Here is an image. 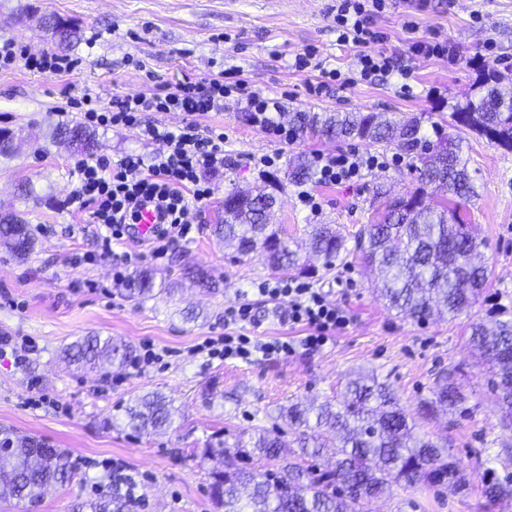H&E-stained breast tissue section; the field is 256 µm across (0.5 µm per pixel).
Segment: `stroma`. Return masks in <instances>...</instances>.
Returning <instances> with one entry per match:
<instances>
[{
  "instance_id": "35a3bbf8",
  "label": "stroma",
  "mask_w": 512,
  "mask_h": 512,
  "mask_svg": "<svg viewBox=\"0 0 512 512\" xmlns=\"http://www.w3.org/2000/svg\"><path fill=\"white\" fill-rule=\"evenodd\" d=\"M330 0H0V40L14 38L31 53L54 50L41 19L54 13L77 26L79 38L65 55L79 59L71 74L38 73L17 67L0 71V130L13 134L19 149L0 157V213L15 212L29 225L35 247L27 259L0 242V336H25L35 346L24 362L0 357V437L33 436L67 452L77 469L69 483L50 490L37 504L0 496V512H84L112 482L114 472L132 474L138 500L133 512H216L209 494L210 464L189 458L190 449L221 436L227 443L247 437L291 402L339 399L346 382L370 373L389 385L401 406L414 410L430 397L437 375L463 365L469 417L438 414L423 422L433 437L446 438L461 461L470 492L394 490L375 501L371 512H483L481 490L490 469L500 468L512 449L486 365L465 343L464 330L500 307L512 311V152L468 135L463 157L474 190L467 202L478 238L487 246L479 260L491 276L478 303L456 319L417 322L390 310L380 299L369 270L356 259L309 283L341 308L348 321L322 347L304 345L305 326L288 321L287 308L259 295L260 283H275L262 252L241 257L213 235L224 212V192L257 191L263 179L254 165L280 153L269 173L286 183L270 216L289 236L303 237L308 225L332 224L353 234L371 217L372 189L384 183L414 188L415 179L397 150L380 144L305 137L278 146L253 126L234 100L219 112L197 115V123L224 134L223 171L209 174L214 187L198 232L176 243L165 262L140 256V244L113 245L111 257L97 256V227L67 200L74 188L73 162L81 153L51 142L48 131L79 119L64 94L68 86L101 101L124 94L152 97L187 76H214L238 68L244 80L265 93H287L289 111L403 112L422 119L423 133L447 118L450 104L463 99L478 78L476 64L512 67V0H389L376 19L387 34L383 51L404 56L414 38L454 44L461 58L411 60L409 78L353 82L335 96L308 95L309 73L295 70L294 56L316 47L330 67L351 73L357 49L336 40ZM96 157L118 160L159 152L132 130L97 129ZM357 149L377 157L357 182L305 187L288 183L289 167L315 153ZM33 194L25 196L21 185ZM320 203L304 208L299 190ZM132 270L152 273L157 293L138 304L125 296V281L114 274L124 254ZM207 270L216 285L200 288L182 276L183 266ZM248 304L255 321L243 327L251 340L288 342L290 353L248 361L195 354L206 337L224 332V309ZM83 336L112 337L141 351L153 345L156 362L145 372L103 364L83 368L65 350ZM36 382L49 400L34 404L26 389ZM165 396L172 423L156 433L138 434L126 425L124 408L147 393Z\"/></svg>"
}]
</instances>
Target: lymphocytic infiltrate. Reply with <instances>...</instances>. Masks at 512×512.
I'll use <instances>...</instances> for the list:
<instances>
[{"instance_id":"f902f5d3","label":"lymphocytic infiltrate","mask_w":512,"mask_h":512,"mask_svg":"<svg viewBox=\"0 0 512 512\" xmlns=\"http://www.w3.org/2000/svg\"><path fill=\"white\" fill-rule=\"evenodd\" d=\"M386 6V0H336L329 9L339 42L358 47L355 67L360 81L367 84L395 73L404 77L409 74L398 58L369 49L370 44L385 39L384 34L374 30L373 24ZM17 66L61 74L73 72L75 63L49 51L38 56L28 54L11 40L1 43L0 70ZM230 96L247 113L250 123L273 141L282 145L294 143L291 128L281 119L287 109L284 98L262 94L242 79L227 84L220 78L188 77L149 99L126 94L113 97L105 104L91 93H82L80 101L87 106L83 118L90 126L134 130L145 142L164 146L162 152L146 158L127 156L114 163L89 158L75 161L71 170L75 188L70 201L78 210L87 211L92 223L101 225L102 256H111L113 244L125 240L144 202L152 203L161 219L146 245L151 259H164L172 244L189 240L214 196L205 176L224 168L223 134L201 128L195 116L222 110L225 98ZM148 111L182 112L187 120L172 128L145 120ZM373 164V158L354 150L320 154L315 158L320 183L330 185L355 180L363 168ZM258 291L287 302L289 321L309 329L305 338L307 346L325 344L330 333L346 322L343 312L308 284L286 280L273 286L261 285Z\"/></svg>"}]
</instances>
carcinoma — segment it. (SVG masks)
<instances>
[{"instance_id":"cac0c4a2","label":"carcinoma","mask_w":512,"mask_h":512,"mask_svg":"<svg viewBox=\"0 0 512 512\" xmlns=\"http://www.w3.org/2000/svg\"><path fill=\"white\" fill-rule=\"evenodd\" d=\"M44 27L64 48L78 37L77 30L55 14L43 17ZM457 136H443L441 124L432 123L436 140L421 133L422 118L385 112H292L288 124L296 137L319 134L336 139L395 145L410 162L417 185L400 195L379 184L371 201L370 223L354 236V247L330 224H314L308 249L331 270L353 251L377 271V291L389 306L406 317L425 322L448 312L453 320L472 308L486 287L491 272L466 259L483 241L471 231L465 205L472 192L467 162L462 158V136L472 133L512 151V79L493 67L483 69L478 92L453 106L450 113ZM51 137L78 151L92 153L97 142L79 122L55 127ZM311 166L301 162L288 170L293 183L311 179ZM277 204L272 192L224 193V217L214 232L247 256L260 249L276 273L310 274L299 263L288 236L269 224ZM0 240L19 257L34 248L27 224L12 212L0 214ZM136 302L153 296L151 273L139 270L127 286ZM467 341L492 369L490 388L501 411L512 417V313L488 322L473 321ZM74 363L94 365L106 358L123 365L132 359L127 345L99 336H86L67 350ZM462 369L440 375L432 397L409 412L390 388L374 376H359L347 383L345 394L332 403L295 402L278 410L271 427H258L251 447L237 440L235 448L223 440L194 448L199 462L221 458V467L210 472L209 496L222 512H361L363 506L392 492L421 486L450 485L468 490L460 461L452 449L416 432V420H428L438 410L466 414L467 397L460 386ZM126 425L137 433L164 429L170 410L163 397L146 395L125 409ZM295 435L298 451L288 449L285 434ZM336 436V460H320L327 435ZM257 457L260 468L239 460ZM75 466L58 448H44L34 437H6L0 441V485L18 499L42 500L52 487L69 481ZM493 475L484 485L485 506L512 501V465ZM136 481L129 474L112 475L107 495L90 500V512H131Z\"/></svg>"}]
</instances>
